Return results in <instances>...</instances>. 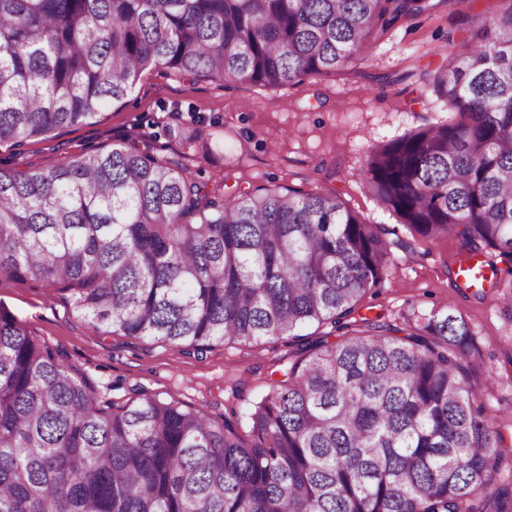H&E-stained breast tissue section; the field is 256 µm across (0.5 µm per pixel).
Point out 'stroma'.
Returning a JSON list of instances; mask_svg holds the SVG:
<instances>
[{
	"label": "stroma",
	"instance_id": "1",
	"mask_svg": "<svg viewBox=\"0 0 512 512\" xmlns=\"http://www.w3.org/2000/svg\"><path fill=\"white\" fill-rule=\"evenodd\" d=\"M506 0H443L404 19L376 44L368 64L283 88L192 81L154 68L120 102L102 105L101 118L47 140L0 144V167L49 169L63 157L108 147L128 136H155L158 154L177 157L188 140L197 151L193 174L225 190L290 187L336 194L363 223L397 228L413 254L396 253L389 273L348 317L402 325L411 309L451 306L462 314L483 355L466 379L485 390L488 411L512 407V315L496 290L485 299L461 288L456 272L462 239L427 241L402 226L363 185L369 152L420 127L454 120L431 103L425 74L452 48L472 39V15L506 9ZM0 314L15 318L77 367L102 405L122 406L142 395L205 410L220 420L263 394L270 376L298 359L324 328L300 338L212 343L201 354L130 336H104L72 312L64 294L34 281L0 278Z\"/></svg>",
	"mask_w": 512,
	"mask_h": 512
}]
</instances>
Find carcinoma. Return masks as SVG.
Listing matches in <instances>:
<instances>
[{"mask_svg":"<svg viewBox=\"0 0 512 512\" xmlns=\"http://www.w3.org/2000/svg\"><path fill=\"white\" fill-rule=\"evenodd\" d=\"M432 0H0V143L89 124L141 74L280 88L370 58ZM426 73L459 116L369 152L363 181L410 231L512 263V5ZM142 134L49 170L0 168V276L68 294L80 320L204 352L317 338L222 421L154 395L109 409L0 315V512H512L504 425L451 308L408 328L346 319L410 245L326 191L191 175Z\"/></svg>","mask_w":512,"mask_h":512,"instance_id":"cac0c4a2","label":"carcinoma"}]
</instances>
